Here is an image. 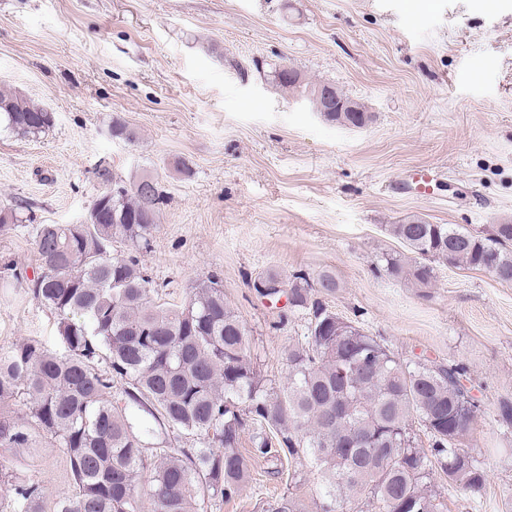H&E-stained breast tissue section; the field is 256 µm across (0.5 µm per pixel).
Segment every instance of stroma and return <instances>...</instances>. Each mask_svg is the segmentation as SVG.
<instances>
[{"mask_svg": "<svg viewBox=\"0 0 512 512\" xmlns=\"http://www.w3.org/2000/svg\"><path fill=\"white\" fill-rule=\"evenodd\" d=\"M278 66L336 85L369 122L325 121L275 85ZM0 88L55 114L36 137L0 127V206L34 217L0 233V354L31 337L58 346V315L13 276L37 266L36 225L81 223L102 168L148 173L167 197L139 256L156 303L183 304L218 275L279 388L308 317L254 284L332 274L324 303L400 361L467 370L480 409L466 444L487 484L465 494L436 480L444 512H512V428L495 415L512 398V284L438 262L421 288L383 269L405 251L389 225L484 237L512 222V0H0ZM116 118L135 140L113 138ZM427 169L441 178L421 197L406 178ZM248 464L253 482L216 512H263L292 489L279 461ZM295 470L292 490L312 501L316 472ZM0 478V498L14 482L73 491L46 436L0 459Z\"/></svg>", "mask_w": 512, "mask_h": 512, "instance_id": "1", "label": "stroma"}]
</instances>
